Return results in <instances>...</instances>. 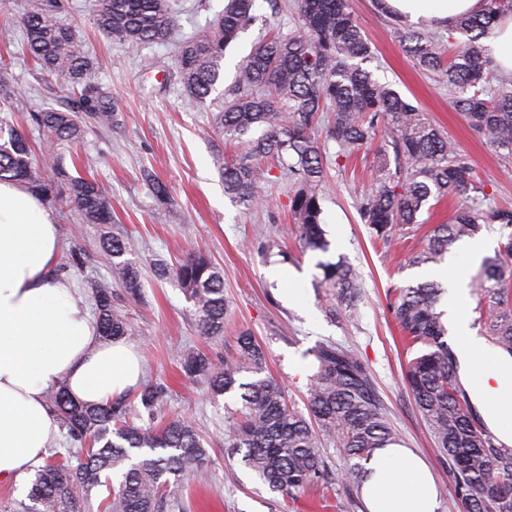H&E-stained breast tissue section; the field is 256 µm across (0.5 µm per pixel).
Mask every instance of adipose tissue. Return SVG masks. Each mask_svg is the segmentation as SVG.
Returning <instances> with one entry per match:
<instances>
[{
    "label": "adipose tissue",
    "instance_id": "1",
    "mask_svg": "<svg viewBox=\"0 0 512 512\" xmlns=\"http://www.w3.org/2000/svg\"><path fill=\"white\" fill-rule=\"evenodd\" d=\"M412 26L453 27L481 13L486 0H385ZM60 231L42 198L26 184L0 181V482L22 484L42 467L59 433L46 395L62 386L84 405H102L135 387L141 365L132 344L106 341L72 282L57 271ZM461 375L476 393L499 438L512 444V356L488 353L462 329ZM361 494L368 512H438L428 464L412 449H374Z\"/></svg>",
    "mask_w": 512,
    "mask_h": 512
}]
</instances>
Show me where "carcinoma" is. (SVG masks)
Here are the masks:
<instances>
[{"label":"carcinoma","mask_w":512,"mask_h":512,"mask_svg":"<svg viewBox=\"0 0 512 512\" xmlns=\"http://www.w3.org/2000/svg\"><path fill=\"white\" fill-rule=\"evenodd\" d=\"M257 0H227L224 11L200 37L176 50V68L184 92L203 104L217 90L224 51L252 23ZM63 0H34L21 16L27 53L46 82L48 93L72 101L65 110L46 105L29 111L41 131L46 151L37 154L26 136L0 120V181L30 185L54 207L74 211L81 224H113L112 199L106 186L72 175L55 151L77 146L91 126H117V116L92 82L95 62L84 51L80 30L64 27L58 16ZM93 20L109 39L128 44L166 42L172 29L171 0H93ZM300 28L286 36L258 41L237 64L234 86L215 114V132L237 142L241 152L214 164L224 181V194L247 208L263 204L262 186L276 161L295 185L289 211L299 224L304 249L326 253L330 243L321 227L319 187L326 177L325 140L336 142L349 158L372 144L384 129L376 150L377 165L370 188L362 195L359 213L373 236L385 244L398 232L418 223L432 200L448 197L453 217L436 224L423 239L412 264L440 263L457 242L477 235L485 225L512 229V208L493 205L468 158L391 84L381 82L363 64L374 51L348 10L347 0H294ZM512 0H487L480 14L462 17L455 29L466 36L454 59L444 62L439 43L425 32L399 30L407 57L427 70H445L449 104L470 129L498 156L512 159V77H493L494 64L483 40ZM0 99L20 103L23 97L0 67ZM158 206L173 205L172 196L150 171ZM101 250L111 259L113 281L92 280L101 336L122 340L132 326L117 306L124 289L140 295L141 271L129 258L132 248L120 235L103 234ZM512 232L503 236L494 257L484 260L477 307L486 336L512 356ZM328 288L327 315L335 319L342 307L357 299L356 277L342 262H321ZM179 283L194 305L201 335L224 334L228 304L223 274L201 252L189 251L175 267L161 269ZM445 288L436 282L396 289L394 319L415 355L404 367V381L428 424L442 456L454 496L470 512H512V447L477 415L459 380V360L448 343V323L438 308ZM308 414L288 400L280 381L268 372L264 347L248 333L237 338L235 355L219 366L199 353L181 362L189 380L206 379L212 394H238L241 414L232 418L225 445L241 455L245 467L272 492L303 494L324 484L329 470L322 451L326 439L340 448L350 464L341 475L348 491L361 487L360 460L375 448L401 444L384 399L368 364L351 348L327 341L310 351ZM165 388L147 385L139 402L148 415L162 411ZM70 440L81 447L77 464L71 458L48 460L38 473L24 512H81V502L101 475L121 470L122 480L109 491L106 512H164L163 494L171 481L202 479L207 456L201 438L183 419L158 429L129 422L124 396L103 406H84L64 387L48 394Z\"/></svg>","instance_id":"carcinoma-1"}]
</instances>
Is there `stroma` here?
<instances>
[{
    "instance_id": "1",
    "label": "stroma",
    "mask_w": 512,
    "mask_h": 512,
    "mask_svg": "<svg viewBox=\"0 0 512 512\" xmlns=\"http://www.w3.org/2000/svg\"><path fill=\"white\" fill-rule=\"evenodd\" d=\"M225 0H173L177 30L190 35L214 21ZM279 13L261 6L266 24L241 33L224 55V86L234 81L235 65L268 26L282 33L296 31L293 0H279ZM349 9L375 55L369 68L383 82L425 112L431 121L471 162L486 193L512 206V173L508 163L492 152L448 103V86L438 73L413 65L394 35V20L377 0H348ZM64 23L78 26L86 50L96 62L95 81L107 93L117 113V127H96L76 149H62L64 161H76L80 171L94 174L112 197L115 223L111 232L127 235L142 273L141 297L121 302L137 338L133 345L143 363V383L165 387L164 411L149 418L134 400L133 420L142 427L162 426L171 415L190 422L208 450L210 463L204 481H184L175 491L174 512H359L352 506L337 477L345 459L335 445L324 444L330 464L328 508L315 496L273 493L244 467L240 456L224 446L229 417L241 408L237 394L212 395L206 381L187 380L180 359L199 351L214 362L232 354L240 333L256 337L267 350L270 372L278 378L296 406H303L309 383L308 351L333 341L353 349L372 369L388 408V416L402 435L404 446L428 462L440 494L439 512H460L453 488L443 471L431 431L402 380L409 359L389 310L393 289L425 281L444 282L447 273H466L470 292L462 312L470 330L484 336L474 309L481 262L472 260L467 241L454 245L439 264H411L421 246L419 237H405L384 245L363 224L358 201L371 183L372 151H362L337 165L336 144H329L327 178L320 188L322 227L330 243L328 253L303 250L299 229L289 213L293 188L279 168H272L265 184V205L249 210L224 194V184L212 162L216 150L233 155V145H221L211 131L210 115L221 102L200 104L184 93L168 44H119L110 41L93 23L89 0H67ZM7 65L28 107L47 101L45 82L22 60V43L0 45ZM151 171L168 187L174 203L158 207L143 171ZM60 227L61 254L83 251L82 270L66 274L82 297H89L91 279H110L111 263L99 247L101 226L82 224L74 212L54 209ZM195 246L224 273V296L229 312L224 336L200 334L194 306L175 280L160 278L156 269L176 265L188 246ZM344 261L356 273L360 300L352 315L330 319L323 308V273L319 261Z\"/></svg>"
}]
</instances>
